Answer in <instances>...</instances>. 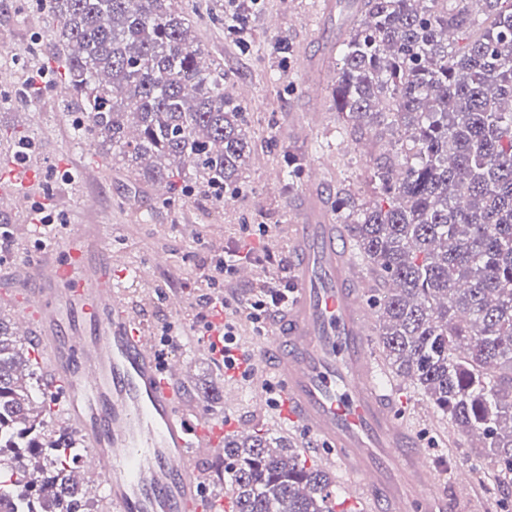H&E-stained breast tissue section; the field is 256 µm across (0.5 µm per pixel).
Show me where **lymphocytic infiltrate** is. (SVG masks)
Here are the masks:
<instances>
[{
	"mask_svg": "<svg viewBox=\"0 0 512 512\" xmlns=\"http://www.w3.org/2000/svg\"><path fill=\"white\" fill-rule=\"evenodd\" d=\"M268 230L265 224L255 230L244 228L235 249L212 255L206 286L196 298L198 331L207 337L212 354L222 361L224 373L230 377L248 378L253 369L251 354L239 342L243 325L263 334L268 312L285 307L293 291L284 259L269 255L264 258L268 275L251 296L243 299L236 292L233 277L238 266L254 263L259 258L258 243Z\"/></svg>",
	"mask_w": 512,
	"mask_h": 512,
	"instance_id": "f902f5d3",
	"label": "lymphocytic infiltrate"
}]
</instances>
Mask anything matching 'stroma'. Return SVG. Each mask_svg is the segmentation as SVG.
Segmentation results:
<instances>
[{"label":"stroma","instance_id":"35a3bbf8","mask_svg":"<svg viewBox=\"0 0 512 512\" xmlns=\"http://www.w3.org/2000/svg\"><path fill=\"white\" fill-rule=\"evenodd\" d=\"M226 3L189 0V11L197 40L223 66L225 85L247 107L251 154L237 192L221 199L179 197L165 205L148 186L140 199H125L122 172L110 161L95 157L92 146L75 143L66 100L52 83L44 87L35 105L0 106V131H28L40 142V152L30 165L34 183L46 188L49 205L66 221L117 225L113 250L127 255L134 274L142 276L143 287L151 291L145 299L136 293L130 296L143 310L145 327L152 331L172 320L183 326V337L173 353L184 362L181 387L187 404L202 409L198 388H214L220 396L227 387L237 386L238 405L218 406L215 419L228 428L245 423L266 430L303 449L307 441L297 424L281 420L274 410L254 409L257 389L252 381L225 378L208 344L195 333L193 303L204 285L211 255L233 248L242 225H269L268 240L279 241L280 254H287L290 229L299 221L306 188L305 174L287 178L289 154H299L307 165L326 166L323 195L332 212L337 186L362 199L370 196L366 170L376 148L367 136L356 142L342 140L341 120L331 96L323 95L315 105L306 93L310 74L305 64L335 63L336 44L348 33L337 0H260L234 32L220 17ZM47 27L44 13L33 0H0V95L14 93L32 67L60 69V61L51 53ZM281 41L292 47L290 59L279 54ZM28 222V217L0 210V225H7L10 232L8 247L0 252V272L41 256L35 236L25 229ZM159 256L164 257V265H156ZM172 294L181 296V308L170 305ZM382 381L393 393L398 415L418 436L449 503L462 512H500V503L512 500V485L489 480L490 463L472 452L471 437L449 434L447 421L410 381L388 371ZM458 466L471 473L467 487H458L452 480L451 471Z\"/></svg>","mask_w":512,"mask_h":512}]
</instances>
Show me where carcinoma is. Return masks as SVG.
I'll return each instance as SVG.
<instances>
[{
    "mask_svg": "<svg viewBox=\"0 0 512 512\" xmlns=\"http://www.w3.org/2000/svg\"><path fill=\"white\" fill-rule=\"evenodd\" d=\"M361 19L339 48L331 96L342 133L381 153L373 197L336 185V220L381 284L376 342L512 482V0H355ZM89 143L133 186L209 195L250 158L246 107L192 35L183 0H37ZM28 154L34 139L9 135ZM23 342L0 314V512H82L76 433L53 412ZM232 512H335L325 472L284 437L224 441Z\"/></svg>",
    "mask_w": 512,
    "mask_h": 512,
    "instance_id": "obj_1",
    "label": "carcinoma"
}]
</instances>
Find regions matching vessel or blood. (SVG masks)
Here are the masks:
<instances>
[{
	"mask_svg": "<svg viewBox=\"0 0 512 512\" xmlns=\"http://www.w3.org/2000/svg\"><path fill=\"white\" fill-rule=\"evenodd\" d=\"M11 181L0 199L28 213L31 173ZM111 233L66 224L41 261L0 279V302L45 358L46 393L64 395L62 413L88 448L81 473L105 479L110 512H217L200 494L201 452L216 449L223 427L184 407V364L159 360L120 285L130 265ZM290 253L294 298L253 357L259 376L282 387L280 418L306 430L366 512H446L427 457L378 382L345 226L307 202Z\"/></svg>",
	"mask_w": 512,
	"mask_h": 512,
	"instance_id": "1",
	"label": "vessel or blood"
}]
</instances>
